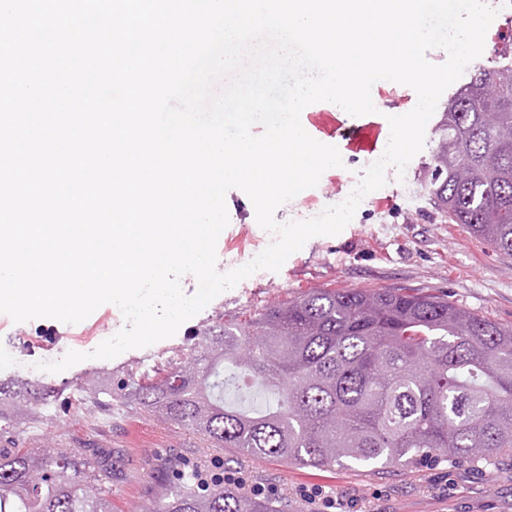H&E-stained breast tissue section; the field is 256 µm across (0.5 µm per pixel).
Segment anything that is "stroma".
I'll use <instances>...</instances> for the list:
<instances>
[{
  "instance_id": "stroma-1",
  "label": "stroma",
  "mask_w": 512,
  "mask_h": 512,
  "mask_svg": "<svg viewBox=\"0 0 512 512\" xmlns=\"http://www.w3.org/2000/svg\"><path fill=\"white\" fill-rule=\"evenodd\" d=\"M379 101L372 116L344 115L340 126L384 121L386 116L411 111L416 95L392 91L390 83L372 86ZM436 120H429L425 144L407 165L404 176L388 170L383 187L366 195L352 221L335 236H315L291 254L279 271L262 270L212 300L201 312L184 322L177 333L151 346L125 351L110 360L89 359L60 373L30 372L31 351L24 337L38 338L43 349L61 359L73 345L68 337L107 320L113 331L127 321L114 304L99 306L85 320L68 324L39 318L14 322L0 313V350L12 359L0 362V383L29 382L51 391L46 400L48 416L42 431L51 437L63 425L80 441L87 430L69 396L92 385L113 388L129 372L164 364L172 350L194 345V333L216 315L234 323L257 307L292 300L316 288L375 289L410 287L447 295L457 306L505 326H512V257L494 252L456 224L445 223L431 200L425 170L436 148ZM375 155L343 158L342 166L326 170L306 197L318 209L345 200L356 187L362 171L375 162ZM228 226L216 243L217 262L231 271L250 262L272 241L257 223L250 198L230 189L225 197ZM112 443V465L145 467L144 448L159 437L188 460L196 456L195 435L169 427L146 415L119 417L101 430ZM213 466L225 473H240L249 487L283 499L288 512H326L325 498L341 491L354 494L358 512H512V457L469 466L443 459L422 460L385 475L356 467L318 471L299 468L273 459L240 456L227 460L225 453L210 455Z\"/></svg>"
}]
</instances>
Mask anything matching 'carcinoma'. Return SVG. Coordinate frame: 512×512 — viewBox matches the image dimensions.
Returning a JSON list of instances; mask_svg holds the SVG:
<instances>
[{
  "label": "carcinoma",
  "mask_w": 512,
  "mask_h": 512,
  "mask_svg": "<svg viewBox=\"0 0 512 512\" xmlns=\"http://www.w3.org/2000/svg\"><path fill=\"white\" fill-rule=\"evenodd\" d=\"M496 61L442 113L426 172L438 211L512 256V30ZM153 374L87 389L77 409L147 414L197 435L200 458L151 462L147 512H286L282 500L210 480L208 451L317 470L346 463L380 474L427 457L488 462L512 455V327L418 288L319 289L264 305L233 324L218 315ZM263 409L224 397L251 387ZM44 393L0 386V512H112V456L59 425L44 447L19 427L16 401L37 415Z\"/></svg>",
  "instance_id": "obj_1"
}]
</instances>
